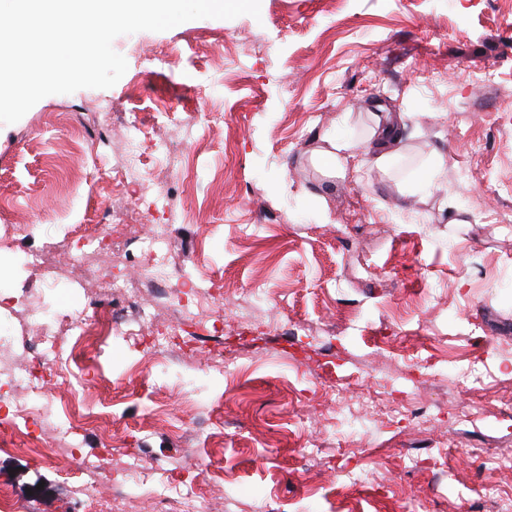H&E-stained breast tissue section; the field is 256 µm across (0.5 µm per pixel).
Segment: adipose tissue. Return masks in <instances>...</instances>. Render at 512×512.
<instances>
[{"label": "adipose tissue", "instance_id": "ef3b65f1", "mask_svg": "<svg viewBox=\"0 0 512 512\" xmlns=\"http://www.w3.org/2000/svg\"><path fill=\"white\" fill-rule=\"evenodd\" d=\"M381 118L364 138L328 137V146L318 156L331 173L347 167L371 166L380 170L391 167L400 153L399 143L409 118L408 113L392 112L384 104H377Z\"/></svg>", "mask_w": 512, "mask_h": 512}]
</instances>
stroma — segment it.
<instances>
[{"label": "stroma", "mask_w": 512, "mask_h": 512, "mask_svg": "<svg viewBox=\"0 0 512 512\" xmlns=\"http://www.w3.org/2000/svg\"><path fill=\"white\" fill-rule=\"evenodd\" d=\"M113 48L128 64L113 87L47 96L0 125V225L22 227L0 254L48 248L64 276L74 230L98 223L102 201L139 208L116 179L125 132L106 136L101 162L83 159L89 119L107 108L143 120L145 168L176 205L148 217L224 294L188 328L187 354L87 337L47 390L94 420L68 439L44 428V451L14 435L0 490L16 512H100L132 450L148 482L201 485L209 512H496L487 486L512 498V471L493 463L512 456V0H261L256 18ZM162 50L179 64L161 65ZM376 97L413 115L394 167L325 176L314 151L328 134L366 135ZM158 141L186 158L184 177H169ZM437 156L439 182L405 196ZM444 202L464 223H448ZM0 278L71 314L87 302L82 288L47 290L39 271L7 265ZM252 292L256 326L236 330ZM227 345L244 355L230 375L215 359ZM468 363L482 381L464 389L446 368ZM406 375L441 425L378 410L351 431L358 399ZM106 454L111 475L81 471ZM409 455L426 468L404 467ZM358 468L362 483L341 475Z\"/></svg>", "instance_id": "stroma-1"}]
</instances>
